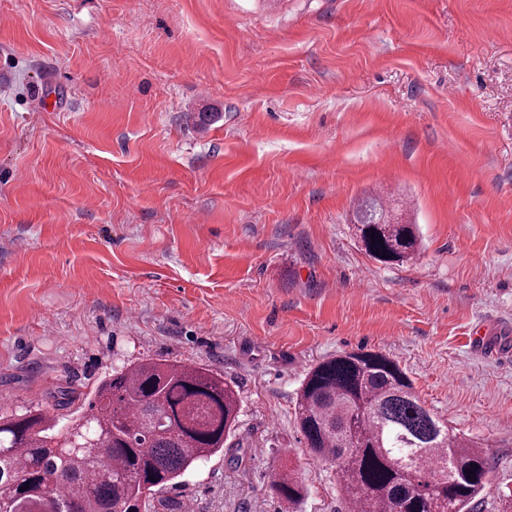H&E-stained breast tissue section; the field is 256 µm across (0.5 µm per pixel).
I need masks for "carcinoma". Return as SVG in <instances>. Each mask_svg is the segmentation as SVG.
<instances>
[{"label":"carcinoma","mask_w":512,"mask_h":512,"mask_svg":"<svg viewBox=\"0 0 512 512\" xmlns=\"http://www.w3.org/2000/svg\"><path fill=\"white\" fill-rule=\"evenodd\" d=\"M355 220V235L374 260L403 265L419 256L417 225L389 212L381 198L359 202ZM239 410L224 375L149 358L113 370L76 418L37 407L0 415V512H182L161 493L224 450ZM295 415L307 447L336 466L355 512H473L487 483L483 450L451 433L380 351L315 364ZM274 488L291 504L305 493L291 476Z\"/></svg>","instance_id":"carcinoma-1"}]
</instances>
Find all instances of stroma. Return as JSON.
I'll return each instance as SVG.
<instances>
[{
    "mask_svg": "<svg viewBox=\"0 0 512 512\" xmlns=\"http://www.w3.org/2000/svg\"><path fill=\"white\" fill-rule=\"evenodd\" d=\"M371 195L413 263L361 248ZM360 348L485 450L475 512H512V0H0V414L196 364L239 422L167 498L346 512L294 409ZM355 220V235L366 253L374 260L384 264L403 265L413 262L419 256L421 239L416 224H405L401 218L385 208L380 197L374 196L359 202ZM371 229H374L373 238H370ZM376 250H379V255H376ZM383 251H386V256L381 258ZM273 485L279 496L288 503L296 504L304 497V487L289 473L288 477L282 476Z\"/></svg>",
    "mask_w": 512,
    "mask_h": 512,
    "instance_id": "obj_1",
    "label": "stroma"
}]
</instances>
